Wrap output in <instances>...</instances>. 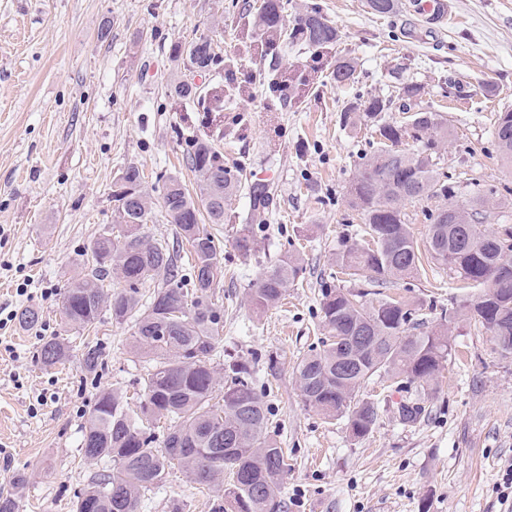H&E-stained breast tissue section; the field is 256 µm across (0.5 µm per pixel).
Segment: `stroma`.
I'll use <instances>...</instances> for the list:
<instances>
[{
  "mask_svg": "<svg viewBox=\"0 0 512 512\" xmlns=\"http://www.w3.org/2000/svg\"><path fill=\"white\" fill-rule=\"evenodd\" d=\"M291 2L317 4L341 38L316 57L296 47L253 56L256 71L307 72L308 86L285 100L245 74L226 97L223 74L197 77L172 59L174 45L203 33L223 56H241L243 32L229 18L243 0H0V310L31 306L42 321L30 331L0 322V493L19 495L24 512H75L76 493L100 469L79 451L96 393L138 389L145 362L109 316L90 334L72 335L62 366H43L40 339L59 328L84 249L115 222L112 185L124 168L142 170L154 198L169 175L195 189L188 136L213 142L245 180L276 175L264 213L246 195L236 198L239 218L221 232L216 294L224 359L248 362L269 408V435L286 452L284 512H512L499 488L512 464V356L458 312L479 291L448 270L426 262L421 275L389 290L413 301L426 326L442 311L458 315L431 388L383 374L365 383L361 397L378 408L368 435L353 437L346 419L307 406L296 382L299 360L324 336L320 300L332 258L361 239L362 219L347 198L370 132L345 122L343 109L415 83L422 106L451 126L439 167L456 191L408 205L418 244L431 210L477 189L512 188V168L501 165L492 139L496 114L512 107V0H451L445 24L427 21L424 0L401 2L385 17L364 0ZM340 57L354 59V85L329 80ZM177 78L208 91L210 111L173 96ZM245 226L258 244L248 256L234 245ZM295 248L304 259L297 286L282 305L253 312L250 288ZM87 339L102 352L93 376L82 364ZM414 399L425 413L407 425L398 407ZM173 500L184 512H216L218 494L175 470L146 493L142 512H169Z\"/></svg>",
  "mask_w": 512,
  "mask_h": 512,
  "instance_id": "stroma-1",
  "label": "stroma"
}]
</instances>
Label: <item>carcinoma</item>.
<instances>
[{"mask_svg": "<svg viewBox=\"0 0 512 512\" xmlns=\"http://www.w3.org/2000/svg\"><path fill=\"white\" fill-rule=\"evenodd\" d=\"M288 0H255L243 4L237 24L256 33L267 49L298 46L315 53L336 43L339 31L317 7L297 13L286 24ZM173 53L187 66L210 71L223 62L212 36L201 34ZM336 84L352 85L356 65L339 58L329 73ZM272 93L304 85L297 74L260 78ZM391 100L374 96L363 111H344V119L374 124L379 147L362 155L348 190L349 206L362 216V239L335 253L338 275L365 276L375 288L411 278L421 267V253L411 231L407 205L448 196L438 160L452 135L437 112L420 107L408 123L379 122ZM502 162L512 165V109L498 113L492 131ZM412 140L413 148L393 150ZM197 178L190 194L176 176L160 189L164 218L176 227L173 243L157 242L143 232L152 217L153 201L143 186V173L129 166L116 178L112 202L116 224L99 235L83 253L81 270L66 287L63 331L42 338L44 365L66 361L70 332L97 327L102 313L112 322L130 325L131 352L149 359L139 379L140 402L133 409L118 391H102L84 426L80 451L84 458L106 460L109 470L95 474L78 493L76 512H139L141 498L161 486L172 469L209 489H224V512H281L277 500L286 471L284 451L268 435V407L253 385L244 361L224 363L221 342L223 308L213 290L224 279V256L218 226L234 217L240 192L239 173L224 166L223 154L206 140L195 139L186 154ZM253 210L271 202L268 185H248ZM502 204L497 193L475 192L462 203L466 219L443 206L428 214L427 251L438 265L483 293L469 307L470 319L493 335L501 353L512 354V269L500 265L499 235L484 227L487 212ZM187 252L190 262H178ZM298 252L286 253L267 268L251 289L252 308L262 313L280 303L303 271ZM118 279L114 293L105 282ZM365 297L351 289H324L320 311L326 336L322 348L303 356L297 380L306 405L329 419L347 418L352 434L363 437L376 423L375 403L359 396L375 374L402 375L425 387L437 380L448 359V323L420 334L408 332L413 303L393 297L354 305ZM25 330L39 325V314L25 307L16 314ZM84 371L97 372L101 354L85 344ZM405 424H415L424 407L417 402L398 407Z\"/></svg>", "mask_w": 512, "mask_h": 512, "instance_id": "obj_1", "label": "carcinoma"}]
</instances>
